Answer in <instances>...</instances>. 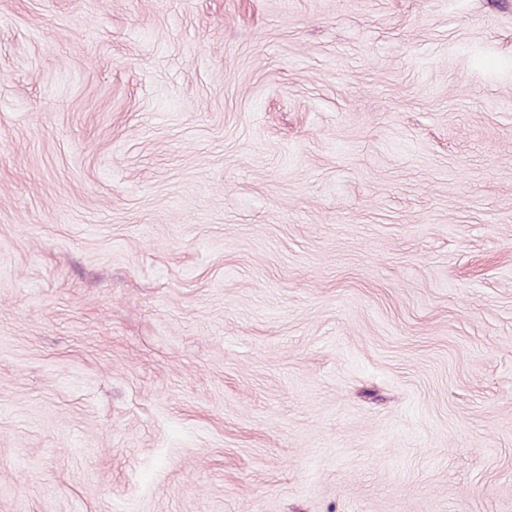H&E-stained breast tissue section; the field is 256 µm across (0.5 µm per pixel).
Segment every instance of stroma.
I'll return each mask as SVG.
<instances>
[{"label": "stroma", "mask_w": 512, "mask_h": 512, "mask_svg": "<svg viewBox=\"0 0 512 512\" xmlns=\"http://www.w3.org/2000/svg\"><path fill=\"white\" fill-rule=\"evenodd\" d=\"M0 512H512V0H0Z\"/></svg>", "instance_id": "stroma-1"}]
</instances>
